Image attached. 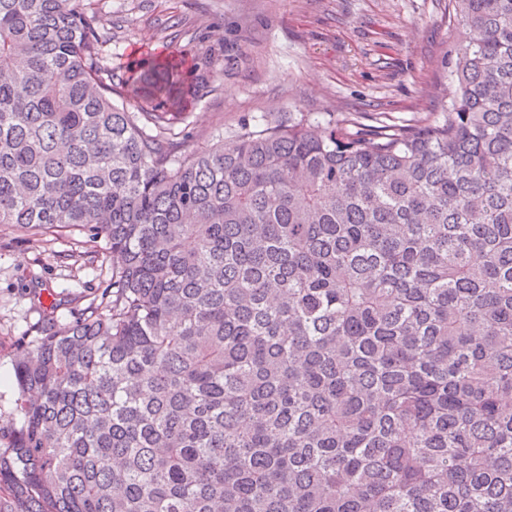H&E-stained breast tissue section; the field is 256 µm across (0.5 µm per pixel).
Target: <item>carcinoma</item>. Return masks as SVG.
<instances>
[{"instance_id":"carcinoma-1","label":"carcinoma","mask_w":512,"mask_h":512,"mask_svg":"<svg viewBox=\"0 0 512 512\" xmlns=\"http://www.w3.org/2000/svg\"><path fill=\"white\" fill-rule=\"evenodd\" d=\"M442 118L180 152L205 58L116 104L92 0H0V224L110 287L15 358L0 512H512V0Z\"/></svg>"}]
</instances>
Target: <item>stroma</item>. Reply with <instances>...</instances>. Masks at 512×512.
Instances as JSON below:
<instances>
[{
	"mask_svg": "<svg viewBox=\"0 0 512 512\" xmlns=\"http://www.w3.org/2000/svg\"><path fill=\"white\" fill-rule=\"evenodd\" d=\"M112 81L126 82L157 53L208 58V86L178 125L184 149L243 124L328 112L357 128L439 117L457 92L459 30L449 0H96ZM221 27L224 38L210 33ZM86 234L32 237L0 224V428L18 420L14 356L42 309L59 322L71 300L106 288L102 268L67 260Z\"/></svg>",
	"mask_w": 512,
	"mask_h": 512,
	"instance_id": "35a3bbf8",
	"label": "stroma"
}]
</instances>
